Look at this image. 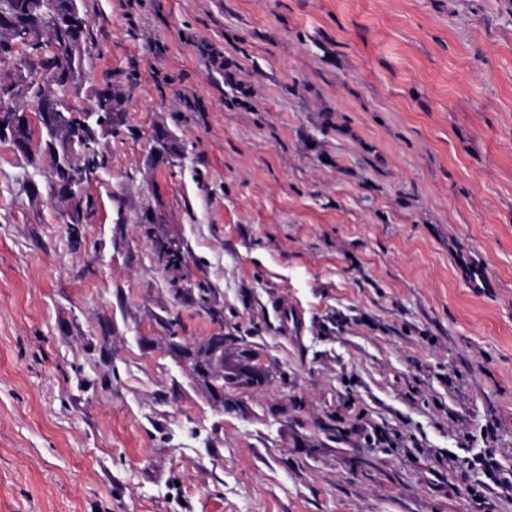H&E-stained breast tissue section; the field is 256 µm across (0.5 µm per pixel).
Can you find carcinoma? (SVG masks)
<instances>
[{
	"label": "carcinoma",
	"instance_id": "obj_1",
	"mask_svg": "<svg viewBox=\"0 0 512 512\" xmlns=\"http://www.w3.org/2000/svg\"><path fill=\"white\" fill-rule=\"evenodd\" d=\"M89 27L84 0H0V64H5L24 49L30 72L43 70V77L20 76L29 96L43 103L47 117L40 119L34 131L17 100L4 96L6 82H0V113L13 116L10 138L23 145V154L36 148L52 147L57 142L62 151L54 156V168H63L62 179L73 185L77 203H82L85 186L97 170L105 165V156L98 150L99 138L112 135V112L119 106L110 94H101L95 116L72 104L70 96L75 85H67L62 75L79 76ZM146 238L153 243L162 269L172 274L173 282L184 278L187 267L184 246L176 241L162 240L153 228L144 227ZM197 300L210 314L216 290L207 282L196 283Z\"/></svg>",
	"mask_w": 512,
	"mask_h": 512
}]
</instances>
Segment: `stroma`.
Returning a JSON list of instances; mask_svg holds the SVG:
<instances>
[{
    "mask_svg": "<svg viewBox=\"0 0 512 512\" xmlns=\"http://www.w3.org/2000/svg\"><path fill=\"white\" fill-rule=\"evenodd\" d=\"M85 5L91 209L0 142V512H512V0ZM176 313L267 384L219 410ZM146 238L153 243L155 255L165 272L172 274L173 283L184 278V270L187 267L186 251L180 242L162 240L155 236L150 225L144 226ZM232 336H224V333H217L213 336H209L208 339L197 348L200 349V354L198 358L192 360L188 358L186 360V369L189 374L199 383L203 384L204 379L207 378L208 373L204 367V360L210 361V353L213 352L214 357L216 354L222 349L224 352L229 354L232 357V360L236 361V358L233 356V350L236 342L233 344L230 343ZM208 348V350H206Z\"/></svg>",
    "mask_w": 512,
    "mask_h": 512,
    "instance_id": "1",
    "label": "stroma"
}]
</instances>
